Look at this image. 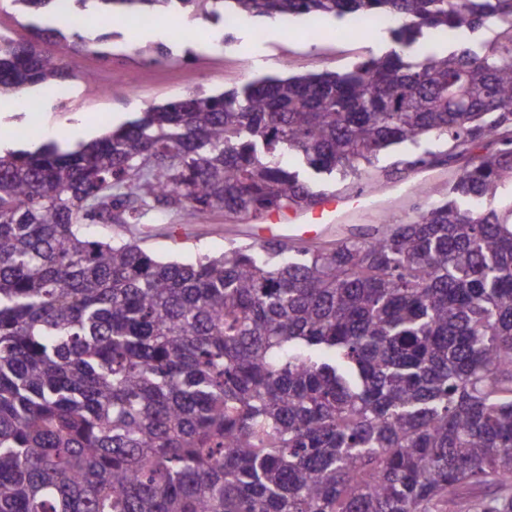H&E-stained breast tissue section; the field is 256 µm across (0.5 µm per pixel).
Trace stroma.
I'll use <instances>...</instances> for the list:
<instances>
[{
  "instance_id": "35a3bbf8",
  "label": "stroma",
  "mask_w": 512,
  "mask_h": 512,
  "mask_svg": "<svg viewBox=\"0 0 512 512\" xmlns=\"http://www.w3.org/2000/svg\"><path fill=\"white\" fill-rule=\"evenodd\" d=\"M29 22L42 27L65 26L53 12L25 13L12 0H0V29L25 40ZM148 26L155 32L150 46L161 50L155 60L139 56L136 46L125 37H113L106 45V56H82L83 70L92 73L94 79L71 82V98L65 109L44 105L36 114L21 110L0 118V147L30 148L36 142L56 139L58 129L76 123L94 126L100 134L152 106L199 89L219 93L265 76L343 72L391 47L388 27L362 29L348 16L326 18L314 27L303 16L246 17L239 19L227 42L221 39L222 22L183 11L157 12ZM183 35L196 44L187 54L177 51L172 43L173 38ZM398 155L393 149L381 156L377 166L361 174L323 180V187L336 195H368L373 201L369 207H354L337 228V237L370 226L382 215L395 224L408 222L419 206L427 204V196L411 190L419 172L395 167ZM239 222V216L214 211L198 215L187 225L175 213L167 225L157 226L145 238L128 224H103L99 230L114 239L140 240L143 248L164 259L191 263L220 255L234 244L229 231Z\"/></svg>"
}]
</instances>
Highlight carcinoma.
<instances>
[{"mask_svg":"<svg viewBox=\"0 0 512 512\" xmlns=\"http://www.w3.org/2000/svg\"><path fill=\"white\" fill-rule=\"evenodd\" d=\"M68 21L88 0H12ZM389 19L394 46L338 72L151 107L74 147L0 151V512H512V0H97ZM508 26L426 51V30ZM0 31V100L89 81L81 41ZM469 156L407 224L162 262L95 224L304 209L310 175ZM301 168L288 170L282 156ZM488 488L487 495L474 490Z\"/></svg>","mask_w":512,"mask_h":512,"instance_id":"cac0c4a2","label":"carcinoma"}]
</instances>
